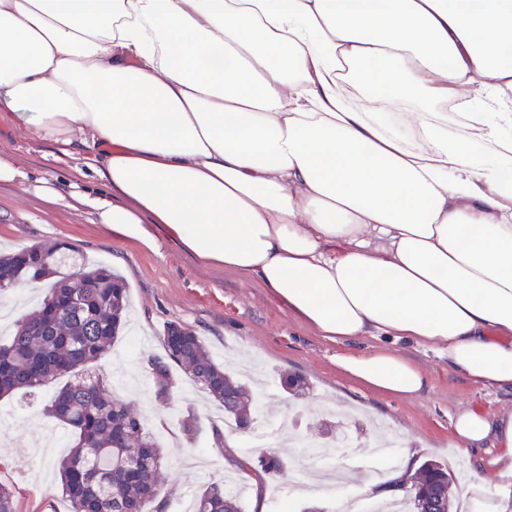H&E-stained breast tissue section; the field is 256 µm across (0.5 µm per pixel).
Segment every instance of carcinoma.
Returning a JSON list of instances; mask_svg holds the SVG:
<instances>
[{"label":"carcinoma","instance_id":"obj_1","mask_svg":"<svg viewBox=\"0 0 512 512\" xmlns=\"http://www.w3.org/2000/svg\"><path fill=\"white\" fill-rule=\"evenodd\" d=\"M72 272L57 277L62 268ZM57 277L39 308L16 321L0 342V397L40 389L65 373L78 377L60 387L47 412L72 433V449L58 463L61 491L71 512H164L163 450L140 417L112 396L105 381L80 372L102 357L123 325L126 286L106 266H94L71 244L36 243L0 253V292L19 283ZM166 356L150 357L154 397L165 403L177 384L171 365L224 409L235 428L254 417L248 384L217 362L200 336L177 322L167 325ZM244 471L282 475L275 457L258 464L237 461ZM419 494L406 499L409 512H458L451 487L458 475L448 466L424 461L414 472ZM193 512H241L240 493L208 485L197 493Z\"/></svg>","mask_w":512,"mask_h":512}]
</instances>
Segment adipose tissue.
<instances>
[{
    "instance_id": "adipose-tissue-1",
    "label": "adipose tissue",
    "mask_w": 512,
    "mask_h": 512,
    "mask_svg": "<svg viewBox=\"0 0 512 512\" xmlns=\"http://www.w3.org/2000/svg\"><path fill=\"white\" fill-rule=\"evenodd\" d=\"M1 120L69 146L98 223L256 281L363 385L428 392L406 342L512 393V0H0ZM452 426L490 449L473 487L512 478V405Z\"/></svg>"
}]
</instances>
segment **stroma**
<instances>
[{
  "label": "stroma",
  "mask_w": 512,
  "mask_h": 512,
  "mask_svg": "<svg viewBox=\"0 0 512 512\" xmlns=\"http://www.w3.org/2000/svg\"><path fill=\"white\" fill-rule=\"evenodd\" d=\"M0 150L26 164L34 178L53 182L61 196L60 203L51 204L21 186L0 184V249L64 240L89 260L111 266L128 285L126 328L89 371L103 376L113 395L129 403L157 434L165 456L164 486L170 491L165 512H189L200 488L232 480L246 485L242 512H256L260 506L265 512H303L311 505L332 512L337 496L357 493L353 480L336 496H294L289 477L255 483L224 461L228 440L235 441L240 454L258 456V449L251 446L252 434L234 431L215 438L214 429L224 425V412L201 389L182 379L169 402H157L147 359L163 355V333L171 322L194 329L215 359L242 379H249L252 367L262 369L264 381L255 390L260 410L254 429L271 435L270 451L289 466L309 471L323 463L320 445L329 424L351 433V441L341 450L345 456L363 454L376 422L416 448L410 460L415 467L426 460L447 464L456 458L469 474L485 456L482 448L457 452L452 419L469 404L489 411L510 405L512 395L475 386L447 360L404 342L400 350L429 373L432 387L419 398L379 395L337 370L339 344L289 317L256 283L196 261L163 235L153 251L121 240L109 225L73 208L75 176L69 162L60 159L59 145L0 126ZM288 374L308 381L305 396L289 399L281 382ZM64 383L60 377L34 394L0 398V482L12 488L16 512L70 510L56 464L69 453L71 436L45 412L50 397ZM189 413L200 421V432L192 440L181 429V420Z\"/></svg>",
  "instance_id": "35a3bbf8"
}]
</instances>
